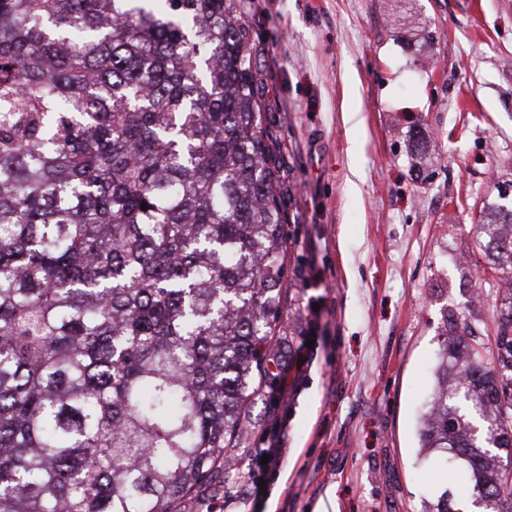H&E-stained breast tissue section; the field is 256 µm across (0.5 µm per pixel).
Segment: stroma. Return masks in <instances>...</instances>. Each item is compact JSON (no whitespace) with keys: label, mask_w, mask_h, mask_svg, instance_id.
Segmentation results:
<instances>
[{"label":"stroma","mask_w":512,"mask_h":512,"mask_svg":"<svg viewBox=\"0 0 512 512\" xmlns=\"http://www.w3.org/2000/svg\"><path fill=\"white\" fill-rule=\"evenodd\" d=\"M278 135L290 221L279 358L313 339L295 394L253 395L238 466L177 512H426L468 470L423 452L446 311L493 337L483 205L512 199V0H241ZM425 148L410 156L409 139ZM286 423L279 468L248 484Z\"/></svg>","instance_id":"stroma-1"}]
</instances>
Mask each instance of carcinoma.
Segmentation results:
<instances>
[{
	"label": "carcinoma",
	"instance_id": "cac0c4a2",
	"mask_svg": "<svg viewBox=\"0 0 512 512\" xmlns=\"http://www.w3.org/2000/svg\"><path fill=\"white\" fill-rule=\"evenodd\" d=\"M260 87L239 0H0V512H177L225 468L288 276ZM449 335L423 447L512 512V306Z\"/></svg>",
	"mask_w": 512,
	"mask_h": 512
}]
</instances>
